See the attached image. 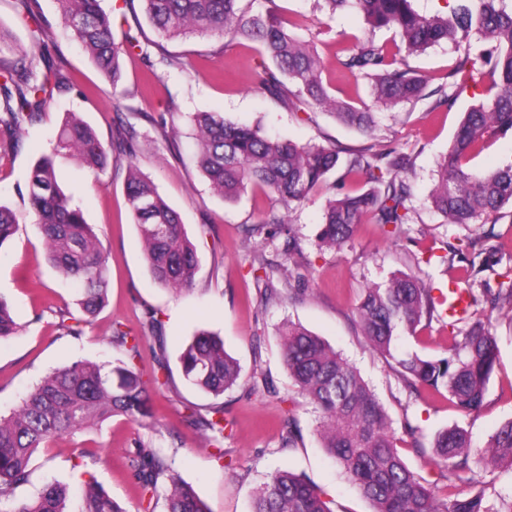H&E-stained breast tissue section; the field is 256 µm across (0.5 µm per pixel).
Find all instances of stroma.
I'll list each match as a JSON object with an SVG mask.
<instances>
[{
	"instance_id": "stroma-1",
	"label": "stroma",
	"mask_w": 512,
	"mask_h": 512,
	"mask_svg": "<svg viewBox=\"0 0 512 512\" xmlns=\"http://www.w3.org/2000/svg\"><path fill=\"white\" fill-rule=\"evenodd\" d=\"M37 23L20 18V0H0V30L9 36L12 58L16 45L30 46L33 26H41L54 65L69 86L57 97L40 124L26 133L21 149L0 157V203L20 216L19 230L0 252V296L6 297L19 331L0 342V414L9 415L22 396L53 370L78 360L99 364L123 357L112 346L114 323L135 329L144 307L159 309L167 336L170 379L153 396L156 421L133 423L116 416L98 427L63 436L38 449L31 460L30 481L15 492L16 499L31 497L45 482L67 484L68 512H81L80 490L86 475H93L125 512H143L141 494L128 469V454L136 441L150 442L173 461L181 479L192 486L210 512H251L252 498L266 474L289 469L306 474L326 492L333 512H372V504L348 482L314 433L309 408L292 405L294 388L284 363L279 329L285 321L300 324L340 351L374 389L395 424L416 427L417 445L403 443L407 464L433 487L443 488L444 467L434 456L435 433L454 425L464 428L473 443L485 445L490 436L512 419V310L499 308L491 317L498 340V361L488 384L486 404L476 415L458 412L447 399L430 389L408 396L384 358L366 344L356 308L367 285L386 281L393 273L420 271L427 286L447 289L461 267L444 263L451 248L467 249L477 240L496 245L512 255V212L484 224H450L430 207L440 158L475 103L472 91L449 97L434 106L431 91L447 88L448 72L461 53L441 44L408 57L409 66L427 80L428 98L406 103L376 115L377 125L366 135L348 128L331 115L294 112L279 100L259 92L262 57L256 44L241 40L225 45L218 35H191L161 41L149 24L142 0H102L104 11H115L117 40L135 37L139 45L124 57L120 95L91 64L59 25L55 0H38ZM298 22L297 33L313 45L324 60L333 94L355 106L372 103L364 80L342 73L335 54L352 48L356 39L373 37L376 44L392 46L387 30L370 32L363 17L343 9L335 15L321 10L317 0H256ZM176 64L163 66L161 54ZM135 113L138 138L133 156L113 155L97 174H89L72 156L60 155L55 167L74 202L83 211L109 255L108 302L77 336L61 335V311H75V291L46 259L42 237L33 224L28 202L30 170L40 152L51 151L54 136L68 113L89 124L103 143L118 136L117 112ZM193 112H214L224 119L260 126L265 133L299 144H317L341 153L387 145L408 154L413 162L412 221L365 223L342 249L323 245L319 238L327 199L349 188L342 171L331 173L309 201L293 215V229L301 249L284 258L283 239H271L266 218L276 203L259 190L227 201L212 192L192 160ZM176 134H165V125ZM135 163L151 179L161 196L176 209L189 239L196 245L199 267L191 290L176 292L156 283L143 255L138 228L126 200L128 163ZM269 265L268 276L257 279L254 257ZM280 296L266 300L264 291ZM220 335L225 349L242 368L239 386L214 398L189 386L178 357L199 330ZM452 329L447 319L420 326L417 336H404L399 351L442 358L448 354ZM269 375L274 392L256 397L249 391L254 373ZM224 406L229 425L224 432V460L216 462L213 448L203 445L189 412L206 413L214 402ZM294 420L301 434L295 447L282 442L283 427ZM456 492L471 495L484 485L512 492V474L480 464L452 477Z\"/></svg>"
}]
</instances>
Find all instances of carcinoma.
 Segmentation results:
<instances>
[{
  "instance_id": "carcinoma-1",
  "label": "carcinoma",
  "mask_w": 512,
  "mask_h": 512,
  "mask_svg": "<svg viewBox=\"0 0 512 512\" xmlns=\"http://www.w3.org/2000/svg\"><path fill=\"white\" fill-rule=\"evenodd\" d=\"M66 29L98 70L117 87L121 78L123 45L116 42L112 22L100 0H57ZM330 13L352 8L371 30H392L399 37L396 51L371 39L358 42L338 67L370 83L373 107L357 108L329 92L324 63L293 32L298 23L285 20L273 8L255 12L252 0H143L149 22L167 39L219 34L231 41L246 39L261 47L271 65L263 66L259 90L289 102L295 110L319 108L341 124L363 133L375 127L372 109L391 111L424 97L426 81L410 68L406 57L441 43L463 49L448 74L460 94L489 83L495 93L474 105L439 163L438 180L429 200L432 209L450 224H477L512 205V163L494 170H476L468 162L486 139L512 130V0H457L445 14H421L413 0H323ZM67 88L64 77L44 51L23 50L17 59H0V149L19 145L27 128L41 120L56 96ZM190 121L196 130L199 170L211 188L226 200L249 189L275 198L283 213L269 216L286 236L283 254L291 258L300 244L291 215L309 200L326 176L344 169V177L364 186L328 200L319 231L320 241L340 249L369 216L375 224L401 226L411 220L412 192L408 180L410 156L393 147L367 148L344 158L334 149L301 145L272 138L260 130L224 120L213 112H198ZM69 152L95 174L110 154L96 133L74 114L62 123L49 154L33 165L29 203L47 247V259L75 287L83 317L60 324L67 335L79 332L83 319H92L107 296L109 257L86 223L80 207L62 188L54 155ZM127 200L145 248L153 278L176 290H190L198 265L197 250L188 238L179 213L160 195L152 181L129 166ZM19 227L17 213L0 204V249ZM469 309L458 320L462 327L448 337V356L427 358L416 352H397V342L416 334L424 320L438 313L432 289L414 273H398L383 284L363 290L356 308L362 335L385 359L412 393L427 387L465 415L485 404L487 387L498 358V343L490 323L476 317L475 308L495 309L512 304V284L490 294L477 278L501 262L499 251L464 257ZM9 303L0 296V339L16 335ZM283 358L295 397L317 413L321 445L347 479L374 506V512H512V494L481 490L472 496L449 491L435 494L426 480L405 462L394 422L375 391L358 370L323 338L287 322L279 330ZM112 343L126 358L106 367L75 361L50 372L7 417L0 415V512H66L68 489L55 481L28 499L14 498L29 482L30 462L37 449L50 441L85 430L116 415L132 422L153 417L149 389L168 383L166 336L156 309H144L138 330L112 326ZM151 347L158 369L149 379L135 364L143 345ZM185 381L214 397L236 386L241 367L224 347V340L200 331L179 356ZM202 427L207 445L224 457V407H211L210 416H192ZM432 448L454 474L471 471L472 459H483L512 472V420L502 424L483 448L472 447L466 430L454 426L437 432ZM132 477L147 500L144 512H209L205 503L172 468L152 443L136 442L129 459ZM82 512H125L96 481L84 485ZM252 512H332L323 492L305 476L275 470L256 489Z\"/></svg>"
}]
</instances>
